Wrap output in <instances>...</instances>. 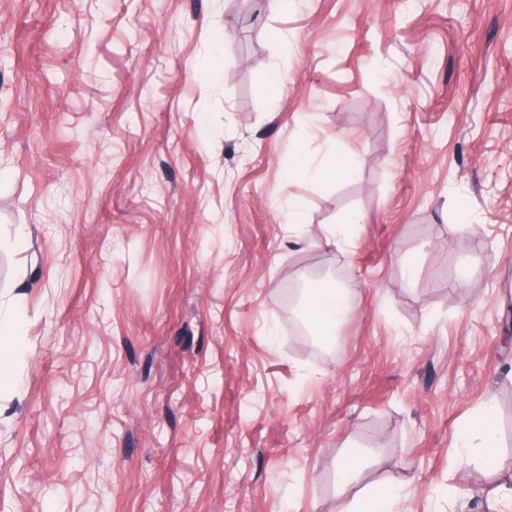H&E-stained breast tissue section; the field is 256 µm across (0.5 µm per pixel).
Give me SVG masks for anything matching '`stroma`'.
Listing matches in <instances>:
<instances>
[{
    "label": "stroma",
    "instance_id": "35a3bbf8",
    "mask_svg": "<svg viewBox=\"0 0 512 512\" xmlns=\"http://www.w3.org/2000/svg\"><path fill=\"white\" fill-rule=\"evenodd\" d=\"M0 342V512H512V0H0ZM349 296V289L339 288L333 280L313 281L304 291L305 315L322 335L332 337L350 313ZM464 448H477L484 461L492 467L499 463L497 435L493 408L485 406L464 427L461 435ZM395 495L391 488H385L369 496L359 512H393Z\"/></svg>",
    "mask_w": 512,
    "mask_h": 512
}]
</instances>
